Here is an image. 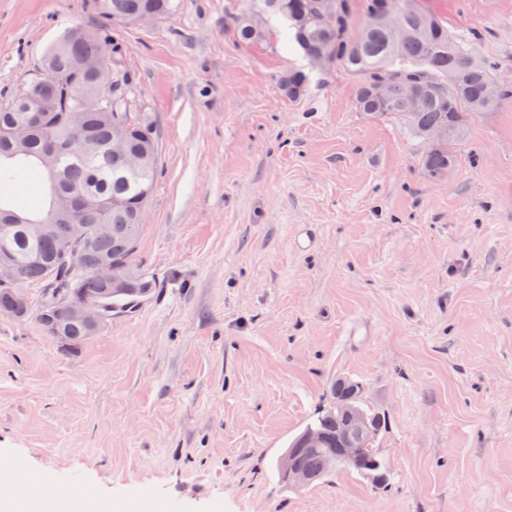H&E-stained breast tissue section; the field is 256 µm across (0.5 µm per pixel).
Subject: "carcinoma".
<instances>
[{"mask_svg": "<svg viewBox=\"0 0 512 512\" xmlns=\"http://www.w3.org/2000/svg\"><path fill=\"white\" fill-rule=\"evenodd\" d=\"M387 2L367 0L365 16L355 34L351 0H246L244 10L225 19L224 26L238 42L249 44L266 37L264 19H282L288 27L289 45L303 57L322 56L328 66L336 64L361 75L357 111L369 120L399 122L412 137L429 146L424 157L426 170L443 176L453 161L448 144L458 135L466 114L493 110L509 92L501 87L496 97L488 98V88L500 82L497 67L475 54L470 39L452 34L436 17L414 5L404 11H391ZM92 7L99 20L93 38H72L67 31L47 48L42 61L49 60L57 68L68 70L85 59L112 53L110 104L78 113L87 134L98 144L97 150L59 157L53 173L42 162L45 141L68 136L63 116L81 104L80 97L68 89L43 88L40 76L30 78L32 87L49 96L45 105L52 111L46 113L42 128L28 133L17 148L10 147V143L25 132L27 116L37 102L24 103L11 97L0 104V255L10 256L19 269L16 282L0 284V312L17 320L29 318L32 309L26 288L37 285L42 288L38 322L50 336H65L66 344L74 347L89 339L82 323L68 322L56 329L47 321V315L62 301L107 295L112 313H130L156 288L153 276L137 267L133 257L142 227V209L153 189L158 148L147 114L136 110L131 124L119 128L126 117L127 104L134 101L136 79L125 67L121 44L108 31L114 26L133 25L148 13L161 20L175 4L174 0H93ZM308 84L309 74L299 68L279 76V86L290 99L304 95ZM414 96L421 99L417 111L408 109V101ZM444 126L448 127V140L427 139L429 132ZM119 132L127 150L139 156V164L133 169L108 154L112 138ZM34 169L44 177L46 208L23 213L16 208L14 199L20 193L23 178ZM64 192L101 197L106 205L103 219L112 225V235L98 236L99 220L93 218L63 224L56 233L37 234L36 225L45 222L57 194ZM60 235L72 241L76 261L93 266L106 260L117 266L127 290L110 294L109 283L88 272L76 274L71 262L59 255ZM343 392L342 380H334L328 402L306 425L325 437L324 447L303 449L296 456L298 468L316 482L335 474L325 468V459L336 453V434L341 426L336 403ZM352 400L359 411L376 418V434L373 445L347 470L360 475L369 473L373 481L385 484L389 474L378 443L386 430V419L366 406L359 392H354Z\"/></svg>", "mask_w": 512, "mask_h": 512, "instance_id": "carcinoma-1", "label": "carcinoma"}]
</instances>
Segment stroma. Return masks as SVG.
Listing matches in <instances>:
<instances>
[{
  "instance_id": "stroma-1",
  "label": "stroma",
  "mask_w": 512,
  "mask_h": 512,
  "mask_svg": "<svg viewBox=\"0 0 512 512\" xmlns=\"http://www.w3.org/2000/svg\"><path fill=\"white\" fill-rule=\"evenodd\" d=\"M91 2L0 0V93L95 26ZM413 2L512 81V0ZM178 3L120 31L158 144L134 256L156 294L74 348L0 314V502L39 512L47 476L64 508L91 490L83 512H512V97L434 178L426 145L357 112L358 75L313 67L288 100L282 26L242 44L243 0ZM339 377L385 414L391 479L283 489L275 461Z\"/></svg>"
}]
</instances>
